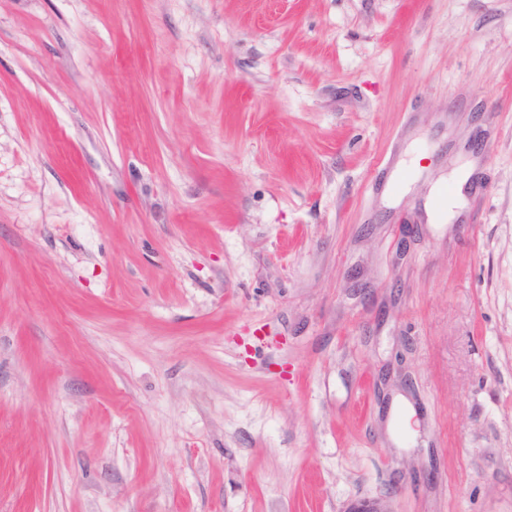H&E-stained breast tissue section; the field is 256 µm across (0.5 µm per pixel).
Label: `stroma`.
Here are the masks:
<instances>
[{
  "label": "stroma",
  "mask_w": 512,
  "mask_h": 512,
  "mask_svg": "<svg viewBox=\"0 0 512 512\" xmlns=\"http://www.w3.org/2000/svg\"><path fill=\"white\" fill-rule=\"evenodd\" d=\"M364 500L512 512V0H0V512Z\"/></svg>",
  "instance_id": "35a3bbf8"
}]
</instances>
